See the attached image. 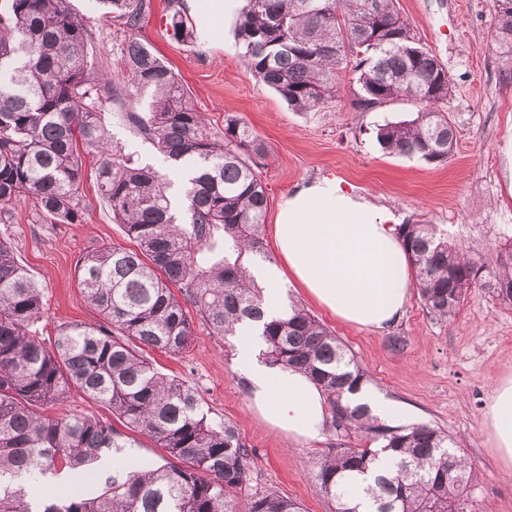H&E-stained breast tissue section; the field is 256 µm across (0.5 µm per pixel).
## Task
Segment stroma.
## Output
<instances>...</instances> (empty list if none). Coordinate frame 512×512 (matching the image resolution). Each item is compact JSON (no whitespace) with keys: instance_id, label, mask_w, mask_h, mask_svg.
Masks as SVG:
<instances>
[{"instance_id":"1","label":"stroma","mask_w":512,"mask_h":512,"mask_svg":"<svg viewBox=\"0 0 512 512\" xmlns=\"http://www.w3.org/2000/svg\"><path fill=\"white\" fill-rule=\"evenodd\" d=\"M71 3L90 30L103 74L118 76L123 28L103 18L97 0ZM397 7L416 40L452 77L444 108L456 145L442 164L388 154L377 144L376 125L410 118L416 112L411 102L398 99L355 111L349 92L354 77L346 72L340 93L328 108L293 111L240 61L234 22L225 23L210 43L196 35L177 40L168 25L169 0H151L137 35L177 74L209 131L223 134L224 116L230 113L266 147L258 174L269 198L267 252L275 250V215L282 200L329 174L343 179L356 194L392 209L402 222L437 225L486 259L494 258L501 244L498 228L512 226V155L506 151L512 140V57L498 48L494 0H398ZM101 95L113 141L134 147L141 163L164 169L152 145L136 138L124 118L126 112L142 111L145 99L115 104L107 85ZM95 172V158L84 156L79 223H41L27 198L0 209V240L12 246L41 288L40 325L49 334L64 323L99 320L80 299V258L102 247L134 246L99 202ZM292 298L347 346L378 395L408 410L406 425L426 424L455 441L478 474L467 490L472 512H512V475L502 470L487 428L491 390L501 378L512 376V303L476 289L456 315L444 321L429 314L414 293L399 321L377 331L340 321L302 293H293ZM149 357L161 373L197 388L209 418L232 422L255 448L259 487L278 490L300 503L304 512H334L335 502L311 477L312 465L323 450L361 445L362 436L330 426L321 440L288 441L252 412L233 345L214 335L202 319H194L192 341L182 355L153 351Z\"/></svg>"}]
</instances>
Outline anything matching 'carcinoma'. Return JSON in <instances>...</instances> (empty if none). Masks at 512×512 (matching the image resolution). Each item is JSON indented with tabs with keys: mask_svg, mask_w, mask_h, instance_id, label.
Returning <instances> with one entry per match:
<instances>
[{
	"mask_svg": "<svg viewBox=\"0 0 512 512\" xmlns=\"http://www.w3.org/2000/svg\"><path fill=\"white\" fill-rule=\"evenodd\" d=\"M104 17L128 34L124 72L112 100L150 97L148 111L128 112L135 134L151 143L183 183L184 215L168 196L167 175L112 146L102 120L103 75L70 0H6L0 10V206L29 198L44 224L81 217L83 154L98 157L97 195L137 249L104 247L77 266L82 300L99 324H62L44 336L42 293L0 240V512H302L300 504L256 482V450L230 422L207 418L198 390L156 370L144 349L170 355L190 345V310L222 338L243 320L258 324L273 365L305 370L327 396L332 423L366 445L329 448L312 478L336 512H471L466 490L475 473L448 435L427 425L388 426L349 399L367 379L342 342L292 301L265 318L261 288L240 256L269 258L264 248L268 197L255 171L265 154L250 128L231 114L224 135L209 132L175 73L136 31L150 0H99ZM500 48L512 55V7L495 0ZM239 54L252 76L296 112L323 107L337 77L357 74L352 105L368 110L405 97L410 120L377 128L388 154L443 163L456 135L442 109L451 77L416 43L396 0H248L237 24ZM413 285L433 316L456 314L468 292L486 288L512 303V236L492 262L434 224L399 225ZM237 259L213 262L219 242ZM178 287L176 296L172 287ZM108 407L114 423L84 415L51 416L73 392ZM162 450L163 464L114 467L95 485L64 494L25 481L64 470L72 477L107 453L127 454L136 436ZM392 467H376L377 451ZM372 477L364 501L349 495Z\"/></svg>",
	"mask_w": 512,
	"mask_h": 512,
	"instance_id": "1",
	"label": "carcinoma"
}]
</instances>
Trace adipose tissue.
<instances>
[{
	"mask_svg": "<svg viewBox=\"0 0 512 512\" xmlns=\"http://www.w3.org/2000/svg\"><path fill=\"white\" fill-rule=\"evenodd\" d=\"M200 37L213 39L241 0H187ZM399 219L324 176L296 189L279 205L274 224L278 258L261 273L263 299L278 314L285 286L303 294L341 320L382 330L402 316L411 282L408 257L397 234ZM236 360L260 419L299 442L321 440L329 418L324 392L303 371L270 365L261 337L250 325L231 338ZM491 441L505 469L512 471V376L494 386L488 405Z\"/></svg>",
	"mask_w": 512,
	"mask_h": 512,
	"instance_id": "ef3b65f1",
	"label": "adipose tissue"
}]
</instances>
